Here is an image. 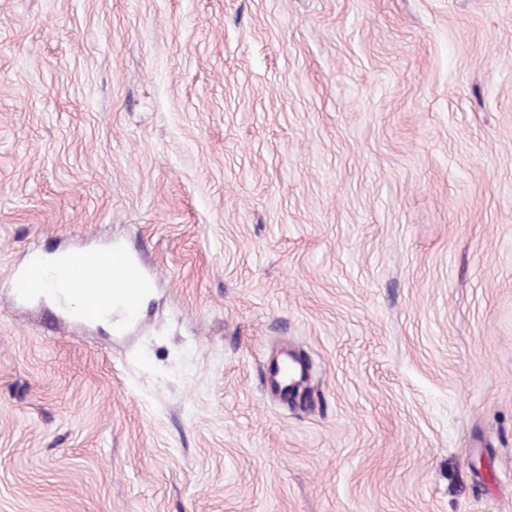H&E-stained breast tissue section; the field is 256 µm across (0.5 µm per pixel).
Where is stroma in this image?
<instances>
[{
  "label": "stroma",
  "instance_id": "stroma-1",
  "mask_svg": "<svg viewBox=\"0 0 512 512\" xmlns=\"http://www.w3.org/2000/svg\"><path fill=\"white\" fill-rule=\"evenodd\" d=\"M0 512H512V0H0ZM72 261L66 279H54L43 283L40 254H31L25 265L14 275L12 295L16 301L56 296L64 299L75 289L81 291L79 305L82 319L94 320L112 317L117 308L127 323H133L147 292L153 287L151 277L140 274L128 252L122 247L108 245L92 250L68 252ZM106 266L104 274L101 267ZM130 267L136 279L133 282L118 283L112 278V271ZM78 283L82 286L71 283ZM306 372V366L291 357L282 358L277 364V367L270 377L267 375L266 382L269 380L275 386H283L284 388L279 392L283 397L288 398V394L296 392L297 383L288 385L290 377L298 380ZM288 385V386H286Z\"/></svg>",
  "mask_w": 512,
  "mask_h": 512
}]
</instances>
